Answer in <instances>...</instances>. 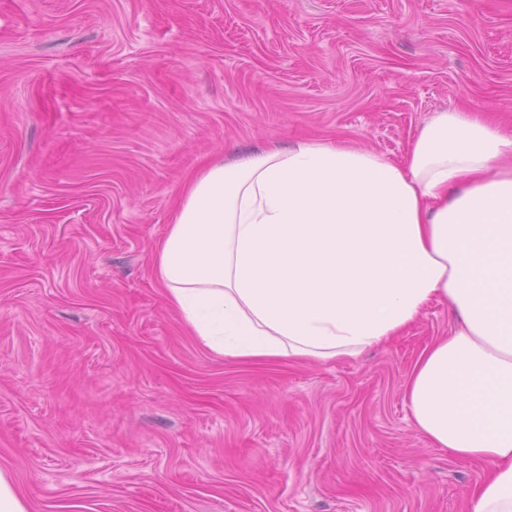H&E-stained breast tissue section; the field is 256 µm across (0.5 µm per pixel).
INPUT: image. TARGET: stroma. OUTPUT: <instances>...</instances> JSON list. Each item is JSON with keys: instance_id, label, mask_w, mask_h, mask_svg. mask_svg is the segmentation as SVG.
<instances>
[{"instance_id": "stroma-1", "label": "stroma", "mask_w": 512, "mask_h": 512, "mask_svg": "<svg viewBox=\"0 0 512 512\" xmlns=\"http://www.w3.org/2000/svg\"><path fill=\"white\" fill-rule=\"evenodd\" d=\"M512 129V0H0V469L30 512H467L414 425L455 326L222 358L153 275L185 181L301 140L403 161L435 111Z\"/></svg>"}]
</instances>
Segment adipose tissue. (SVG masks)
Masks as SVG:
<instances>
[{
    "label": "adipose tissue",
    "mask_w": 512,
    "mask_h": 512,
    "mask_svg": "<svg viewBox=\"0 0 512 512\" xmlns=\"http://www.w3.org/2000/svg\"><path fill=\"white\" fill-rule=\"evenodd\" d=\"M154 276L211 353L356 356L432 301L457 325L407 397L436 446L480 460L469 512H512V130L437 111L404 161L304 141L185 185Z\"/></svg>",
    "instance_id": "adipose-tissue-1"
}]
</instances>
